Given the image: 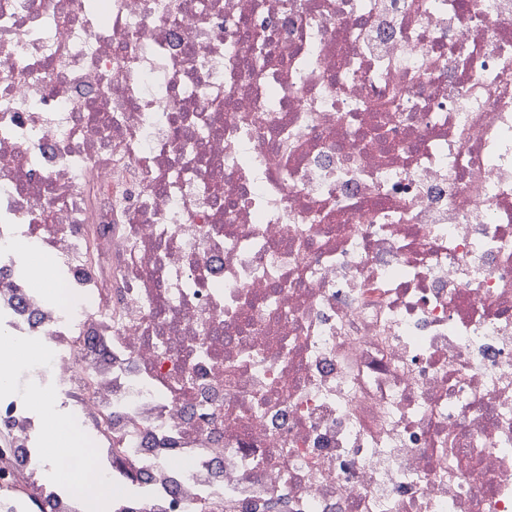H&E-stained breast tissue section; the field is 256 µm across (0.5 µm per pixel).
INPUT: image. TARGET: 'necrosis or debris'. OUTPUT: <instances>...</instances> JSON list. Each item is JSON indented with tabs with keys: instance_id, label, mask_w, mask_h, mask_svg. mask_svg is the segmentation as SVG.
I'll list each match as a JSON object with an SVG mask.
<instances>
[{
	"instance_id": "4bbe7bcc",
	"label": "necrosis or debris",
	"mask_w": 512,
	"mask_h": 512,
	"mask_svg": "<svg viewBox=\"0 0 512 512\" xmlns=\"http://www.w3.org/2000/svg\"><path fill=\"white\" fill-rule=\"evenodd\" d=\"M104 2L0 0V512H512V0Z\"/></svg>"
}]
</instances>
